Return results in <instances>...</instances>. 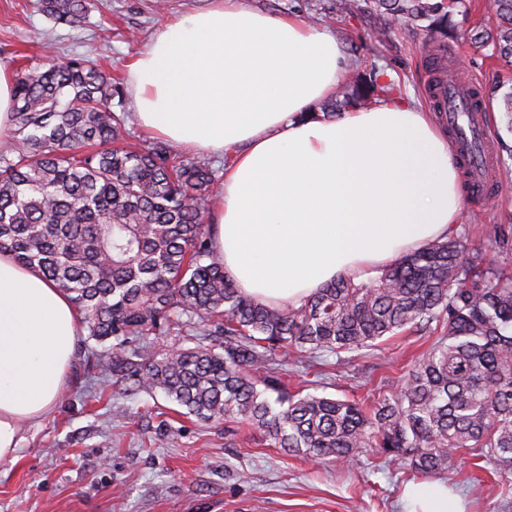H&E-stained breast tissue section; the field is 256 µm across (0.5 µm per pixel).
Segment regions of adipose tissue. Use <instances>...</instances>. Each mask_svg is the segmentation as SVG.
<instances>
[{"instance_id": "obj_1", "label": "adipose tissue", "mask_w": 512, "mask_h": 512, "mask_svg": "<svg viewBox=\"0 0 512 512\" xmlns=\"http://www.w3.org/2000/svg\"><path fill=\"white\" fill-rule=\"evenodd\" d=\"M345 67L325 29L242 0L163 21L127 70L138 124L206 156L232 154L210 221L240 290L301 304L360 279L464 221L456 144L434 113L394 98L340 119L308 118ZM80 334L70 299L0 251V461L53 409ZM407 512H463L447 487L407 492Z\"/></svg>"}]
</instances>
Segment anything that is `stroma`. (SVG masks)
Here are the masks:
<instances>
[{
	"label": "stroma",
	"instance_id": "35a3bbf8",
	"mask_svg": "<svg viewBox=\"0 0 512 512\" xmlns=\"http://www.w3.org/2000/svg\"><path fill=\"white\" fill-rule=\"evenodd\" d=\"M278 17L294 14L328 30L346 57L341 82L388 74L404 98L424 111L434 102L429 87L432 57L440 55L455 78L490 89L512 77V66L470 48L463 34L487 25L485 0H469L468 16L453 15L454 33L438 38L424 23L384 31L357 0L344 12L342 0H243ZM206 0H91L85 23L54 25L39 0H0V63L18 68V55L49 67L79 57L100 65L117 82L113 111H130L127 65L158 25L203 7ZM480 117L491 144V194L465 193L459 234L489 233L512 226V132L500 97L484 100ZM98 344L80 336L77 360L60 401L48 417L27 429L15 461H0V512H406L404 494L417 479L400 465H386L368 448L352 461L314 463L269 445L259 431L228 430L181 414L162 394L131 391L120 374L91 364ZM425 348L413 333L392 337L350 363L336 360L294 364L279 354L282 377L302 376L311 391L365 396L401 383L411 360ZM436 482L448 485L465 512H512V475L501 478L475 468L458 453Z\"/></svg>",
	"mask_w": 512,
	"mask_h": 512
}]
</instances>
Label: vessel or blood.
Segmentation results:
<instances>
[{
  "mask_svg": "<svg viewBox=\"0 0 512 512\" xmlns=\"http://www.w3.org/2000/svg\"><path fill=\"white\" fill-rule=\"evenodd\" d=\"M439 103L462 145L473 185L485 190L491 184L490 145L482 122L470 113L467 89L455 77H448L437 90Z\"/></svg>",
  "mask_w": 512,
  "mask_h": 512,
  "instance_id": "vessel-or-blood-1",
  "label": "vessel or blood"
}]
</instances>
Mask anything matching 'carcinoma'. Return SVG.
<instances>
[{
	"label": "carcinoma",
	"instance_id": "obj_1",
	"mask_svg": "<svg viewBox=\"0 0 512 512\" xmlns=\"http://www.w3.org/2000/svg\"><path fill=\"white\" fill-rule=\"evenodd\" d=\"M389 25L448 17L467 0H375ZM54 25L76 27L88 0H40ZM496 32L475 49L512 65V0H495ZM395 91L357 81L341 110ZM105 71L72 58L42 71L22 65L13 83L14 129L0 144V250L41 270L102 343L96 365L135 389L161 391L202 421L259 430L270 445L313 462L349 461L375 448L417 477L448 468L460 450L512 474V271L497 264L503 230L474 244L448 236L356 282L339 278L301 305L272 307L224 271L203 213L213 171L156 140H124L130 115L112 111ZM211 327L215 346L164 349L140 363L134 342L172 324ZM435 337L395 389L365 407L300 387L285 389L271 360L296 364L376 346L403 332Z\"/></svg>",
	"mask_w": 512,
	"mask_h": 512
}]
</instances>
